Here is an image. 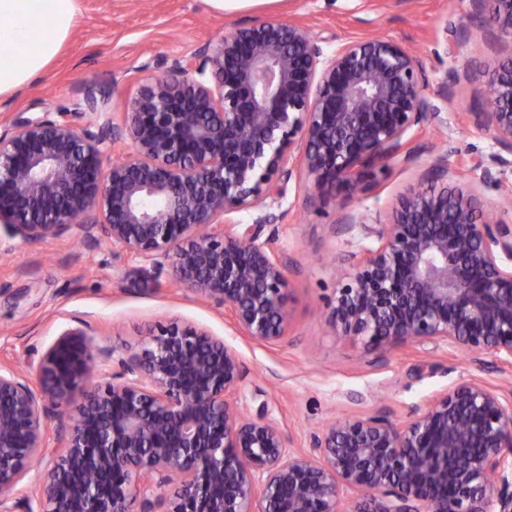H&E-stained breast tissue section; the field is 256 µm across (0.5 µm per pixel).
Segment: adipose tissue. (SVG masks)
I'll return each mask as SVG.
<instances>
[{
    "label": "adipose tissue",
    "mask_w": 512,
    "mask_h": 512,
    "mask_svg": "<svg viewBox=\"0 0 512 512\" xmlns=\"http://www.w3.org/2000/svg\"><path fill=\"white\" fill-rule=\"evenodd\" d=\"M77 0H0V98L41 75L67 41Z\"/></svg>",
    "instance_id": "ef3b65f1"
}]
</instances>
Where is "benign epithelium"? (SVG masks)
Masks as SVG:
<instances>
[{
    "instance_id": "obj_1",
    "label": "benign epithelium",
    "mask_w": 512,
    "mask_h": 512,
    "mask_svg": "<svg viewBox=\"0 0 512 512\" xmlns=\"http://www.w3.org/2000/svg\"><path fill=\"white\" fill-rule=\"evenodd\" d=\"M489 41L512 43V0H468ZM128 109L92 119L19 114L0 132V234L23 242L77 228L224 309L235 329L274 345L291 326L285 265L263 227L293 174L349 193L368 171L413 162L415 132L437 117L423 61L386 38L332 51L296 21L237 26L193 60L164 59ZM488 75L492 162L512 165V54L451 71ZM128 147L110 162L112 147ZM435 177L402 196L380 241L343 272L326 303L336 335L382 349L433 343L512 365V225L480 219L477 198ZM259 211L250 224L231 215ZM105 379L89 386L93 372ZM35 380L0 364V512H512V391L472 377L435 393L400 425L346 415L295 448L262 404L239 405L244 367L224 339L169 318L139 351L94 349L62 332ZM82 392L72 405V395ZM67 419L48 446V418ZM43 486L16 501L31 466Z\"/></svg>"
}]
</instances>
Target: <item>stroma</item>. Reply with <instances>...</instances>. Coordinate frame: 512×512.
Returning <instances> with one entry per match:
<instances>
[{
	"instance_id": "35a3bbf8",
	"label": "stroma",
	"mask_w": 512,
	"mask_h": 512,
	"mask_svg": "<svg viewBox=\"0 0 512 512\" xmlns=\"http://www.w3.org/2000/svg\"><path fill=\"white\" fill-rule=\"evenodd\" d=\"M273 18L303 22L330 50L369 37L401 43L422 59L427 91L440 114L416 133L415 162L396 159L373 168L353 196L330 186L310 195L302 175L289 182L283 219L266 225L261 237L286 264L290 334L275 345L242 336L223 310L167 278L144 279L141 260L105 244L89 248L76 234L34 243L1 236L0 362L28 369L81 321L98 347L133 353L150 327L174 318L208 329L238 353L245 369V414L265 400L271 418L300 448L311 432L348 414L387 413L406 422L428 396L473 376L512 388V366L491 356L429 345L375 349L336 335L326 321L325 302L339 270L377 245L361 230L337 228L338 218L353 209L366 223H385L396 200L425 180L434 153L447 154L449 183L473 190L482 215L512 223V167H480L497 147L470 118L485 109L486 74L472 70L453 86L452 101L439 95L453 67L449 44L465 34L466 56L489 52L472 28L467 0H265L224 13L211 11L205 0H78L76 23L56 59L0 99V131L20 112H65L74 123L87 122L80 109L92 84L108 93L110 111H126L138 86L154 76L151 62L191 59L234 25Z\"/></svg>"
}]
</instances>
